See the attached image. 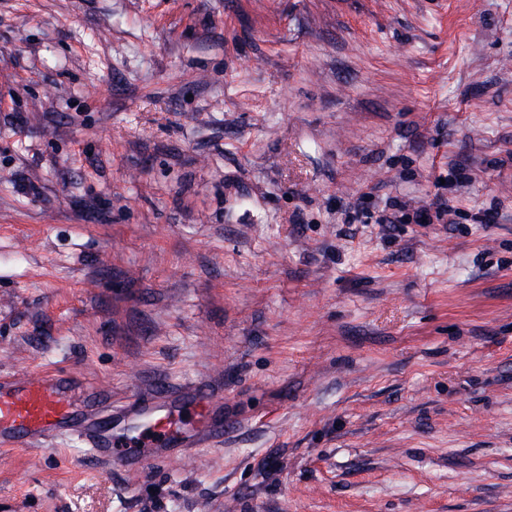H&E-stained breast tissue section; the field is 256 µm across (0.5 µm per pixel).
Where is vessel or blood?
<instances>
[{
    "mask_svg": "<svg viewBox=\"0 0 512 512\" xmlns=\"http://www.w3.org/2000/svg\"><path fill=\"white\" fill-rule=\"evenodd\" d=\"M70 379L33 371L0 379V444L46 446L54 439L82 432L94 455L111 461L121 445L129 471L151 461L193 456L197 449L224 439V400L217 388L183 385L142 394L131 403L135 432L115 435L110 420L72 397Z\"/></svg>",
    "mask_w": 512,
    "mask_h": 512,
    "instance_id": "vessel-or-blood-1",
    "label": "vessel or blood"
}]
</instances>
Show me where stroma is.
<instances>
[{"label": "stroma", "mask_w": 512, "mask_h": 512, "mask_svg": "<svg viewBox=\"0 0 512 512\" xmlns=\"http://www.w3.org/2000/svg\"><path fill=\"white\" fill-rule=\"evenodd\" d=\"M30 371L221 387L224 441L0 448V512H512V0H0ZM432 210L434 215L431 214ZM448 211V201L443 199L442 196L435 194L434 198L427 205L422 206L416 212L417 224H433V218L441 221L445 215H448Z\"/></svg>", "instance_id": "stroma-1"}]
</instances>
